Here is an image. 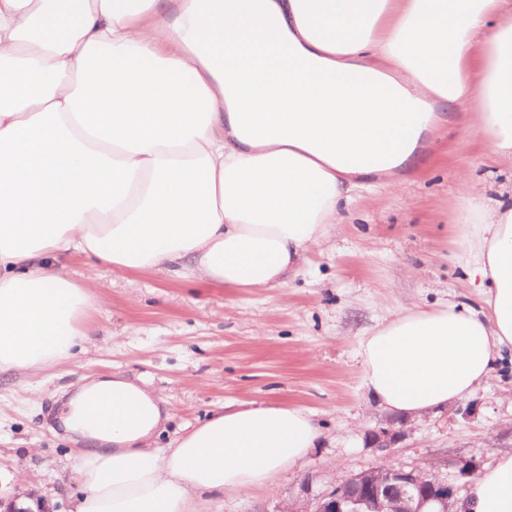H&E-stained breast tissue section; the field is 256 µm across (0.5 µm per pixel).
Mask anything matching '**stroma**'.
<instances>
[{
	"mask_svg": "<svg viewBox=\"0 0 512 512\" xmlns=\"http://www.w3.org/2000/svg\"><path fill=\"white\" fill-rule=\"evenodd\" d=\"M457 138L446 129L403 189L360 192L283 287L227 288L68 257L70 275L95 299L87 315L93 341L55 369L0 375V473L24 472L20 495L71 512L75 452L50 430L54 396L81 377L112 372L145 380L169 401L162 448L227 404L299 406L322 426L325 436L302 466L259 487L203 495L200 512H275L374 468L381 457L364 432L385 414L360 387L358 342L413 303L479 307L454 233L460 197L468 185L492 197L512 187V166L492 162L480 135L462 145ZM406 430L390 456L400 465L450 474L459 459L484 467L512 453V352L464 404L409 419Z\"/></svg>",
	"mask_w": 512,
	"mask_h": 512,
	"instance_id": "obj_1",
	"label": "stroma"
}]
</instances>
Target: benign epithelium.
Returning a JSON list of instances; mask_svg holds the SVG:
<instances>
[{
    "label": "benign epithelium",
    "instance_id": "obj_1",
    "mask_svg": "<svg viewBox=\"0 0 512 512\" xmlns=\"http://www.w3.org/2000/svg\"><path fill=\"white\" fill-rule=\"evenodd\" d=\"M405 420L389 417L365 433L367 445L386 455L406 437ZM455 471L451 475L428 474L422 479L417 468L383 463L375 469L348 475L339 485L315 495L302 504L293 501L276 512H391L395 501L401 512H430L435 503L439 512H458L462 480L475 474Z\"/></svg>",
    "mask_w": 512,
    "mask_h": 512
}]
</instances>
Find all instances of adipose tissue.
I'll list each match as a JSON object with an SVG mask.
<instances>
[{
    "label": "adipose tissue",
    "instance_id": "1",
    "mask_svg": "<svg viewBox=\"0 0 512 512\" xmlns=\"http://www.w3.org/2000/svg\"><path fill=\"white\" fill-rule=\"evenodd\" d=\"M235 2L0 0V373L89 342L92 296L65 255L273 288L357 193L400 189L447 125L512 163V0ZM267 17L322 83L280 87L261 55L215 66ZM456 224L480 308L413 304L358 344L361 387L394 417L466 398L512 349V190L465 191ZM171 417L143 379L84 378L57 418L79 447L74 512H199L324 436L307 409L250 403L158 448ZM461 512H512V454Z\"/></svg>",
    "mask_w": 512,
    "mask_h": 512
}]
</instances>
